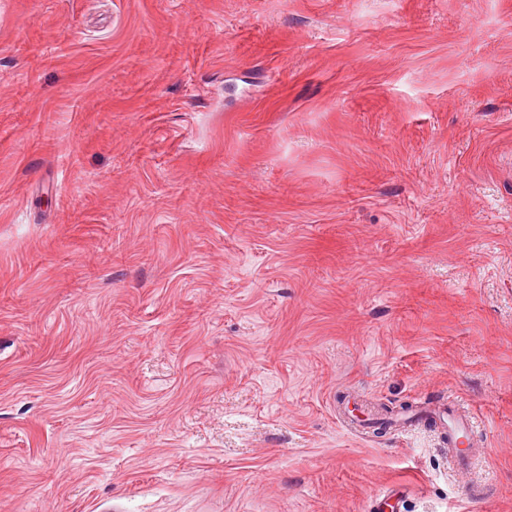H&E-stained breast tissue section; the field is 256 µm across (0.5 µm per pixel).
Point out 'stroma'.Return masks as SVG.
Segmentation results:
<instances>
[{
  "label": "stroma",
  "instance_id": "stroma-1",
  "mask_svg": "<svg viewBox=\"0 0 512 512\" xmlns=\"http://www.w3.org/2000/svg\"><path fill=\"white\" fill-rule=\"evenodd\" d=\"M391 484L512 512V0H0V512ZM454 405L448 407V415L447 412H427L423 416L424 423L430 420V418L434 419V421L439 425L440 428L446 429L445 424H447L448 429V451L455 458L456 464L458 466H470L472 457L467 452L459 451V437L465 436L467 438L468 434H470L471 425L470 420L466 414H462L457 412L454 408Z\"/></svg>",
  "mask_w": 512,
  "mask_h": 512
}]
</instances>
